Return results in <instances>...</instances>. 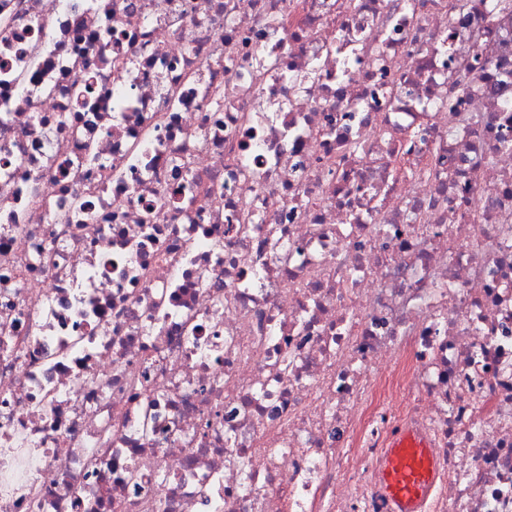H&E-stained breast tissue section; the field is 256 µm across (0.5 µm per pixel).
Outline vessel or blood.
Instances as JSON below:
<instances>
[{"label": "vessel or blood", "mask_w": 512, "mask_h": 512, "mask_svg": "<svg viewBox=\"0 0 512 512\" xmlns=\"http://www.w3.org/2000/svg\"><path fill=\"white\" fill-rule=\"evenodd\" d=\"M432 479L433 462L427 443L413 432L398 433L380 472L382 489L397 512H416Z\"/></svg>", "instance_id": "vessel-or-blood-1"}]
</instances>
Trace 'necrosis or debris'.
<instances>
[{
	"label": "necrosis or debris",
	"mask_w": 512,
	"mask_h": 512,
	"mask_svg": "<svg viewBox=\"0 0 512 512\" xmlns=\"http://www.w3.org/2000/svg\"><path fill=\"white\" fill-rule=\"evenodd\" d=\"M405 426L512 512V0H0V512H393Z\"/></svg>",
	"instance_id": "necrosis-or-debris-1"
}]
</instances>
